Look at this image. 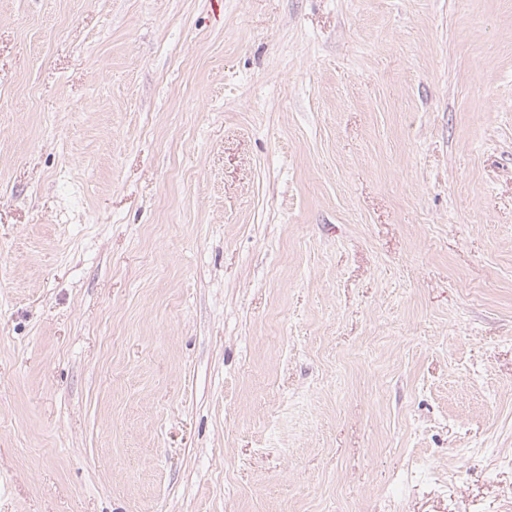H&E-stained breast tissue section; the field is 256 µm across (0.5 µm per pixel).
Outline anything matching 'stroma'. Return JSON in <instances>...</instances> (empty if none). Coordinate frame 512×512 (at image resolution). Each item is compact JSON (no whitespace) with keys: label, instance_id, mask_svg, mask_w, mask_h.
Instances as JSON below:
<instances>
[{"label":"stroma","instance_id":"obj_1","mask_svg":"<svg viewBox=\"0 0 512 512\" xmlns=\"http://www.w3.org/2000/svg\"><path fill=\"white\" fill-rule=\"evenodd\" d=\"M512 0H0V512H512Z\"/></svg>","mask_w":512,"mask_h":512}]
</instances>
